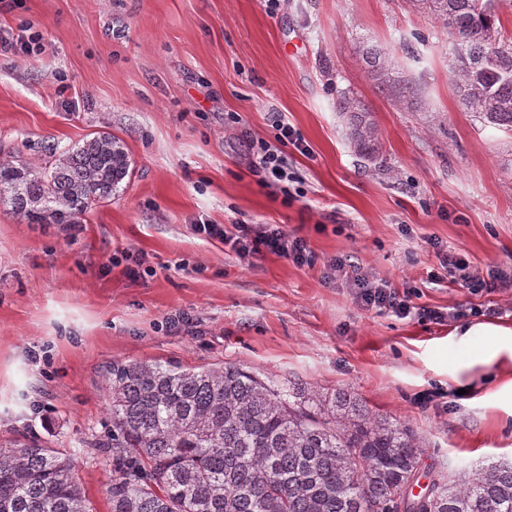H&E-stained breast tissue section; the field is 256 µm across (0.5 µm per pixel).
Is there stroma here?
<instances>
[{"instance_id": "stroma-1", "label": "stroma", "mask_w": 512, "mask_h": 512, "mask_svg": "<svg viewBox=\"0 0 512 512\" xmlns=\"http://www.w3.org/2000/svg\"><path fill=\"white\" fill-rule=\"evenodd\" d=\"M0 148L123 139L132 175L82 223L22 224L0 208V440L74 453L95 512L112 458L100 431L112 362L234 363L278 383L345 390L426 442L424 469L512 460V289L473 295L436 256L512 269V137L453 90L448 36L411 0H14L0 30ZM367 38L420 89L409 112L375 89ZM371 109L382 150L356 155L337 111ZM285 115L289 200L253 172ZM215 224L226 237L196 229ZM305 239L307 263L234 248L235 223ZM409 291L406 318L362 306L337 258ZM495 315H469L472 307ZM461 311L436 322L428 311ZM187 313L192 324L171 326Z\"/></svg>"}]
</instances>
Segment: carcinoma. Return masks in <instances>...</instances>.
<instances>
[{"instance_id": "obj_1", "label": "carcinoma", "mask_w": 512, "mask_h": 512, "mask_svg": "<svg viewBox=\"0 0 512 512\" xmlns=\"http://www.w3.org/2000/svg\"><path fill=\"white\" fill-rule=\"evenodd\" d=\"M461 42L455 92L484 127L512 134V40L499 36V0H414ZM379 92L422 109L419 89L388 53L355 42ZM354 151L380 156L371 110L337 106ZM130 176L124 141L107 131L45 149L39 165L0 152V206L23 224H77ZM103 432L81 447L112 456L108 512H512V462L424 476L426 443L408 425L371 414L343 390L278 384L231 363L184 368L114 363ZM0 512H94L73 454L0 443Z\"/></svg>"}]
</instances>
